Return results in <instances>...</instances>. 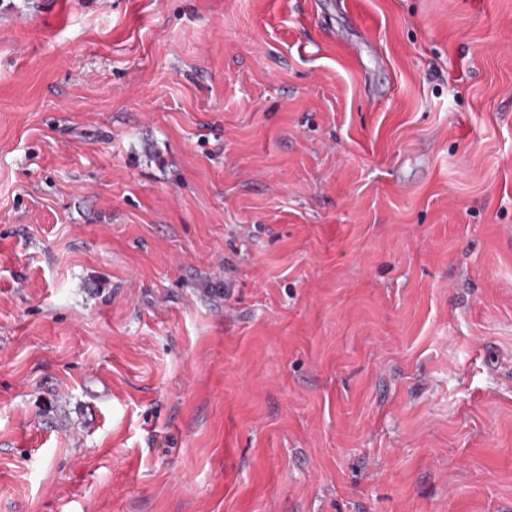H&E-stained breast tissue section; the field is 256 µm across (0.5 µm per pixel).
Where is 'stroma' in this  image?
<instances>
[{
    "mask_svg": "<svg viewBox=\"0 0 512 512\" xmlns=\"http://www.w3.org/2000/svg\"><path fill=\"white\" fill-rule=\"evenodd\" d=\"M0 512H512V0H0Z\"/></svg>",
    "mask_w": 512,
    "mask_h": 512,
    "instance_id": "1",
    "label": "stroma"
}]
</instances>
